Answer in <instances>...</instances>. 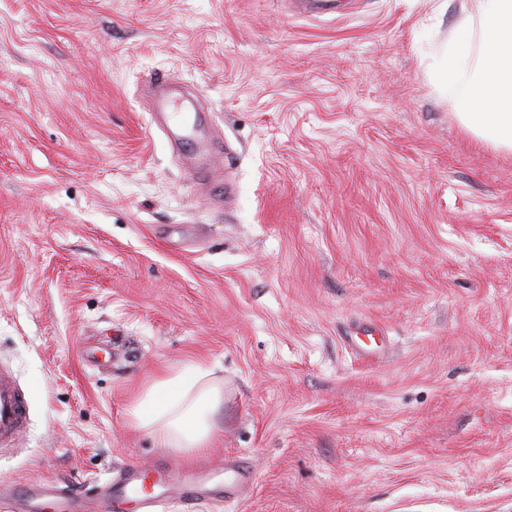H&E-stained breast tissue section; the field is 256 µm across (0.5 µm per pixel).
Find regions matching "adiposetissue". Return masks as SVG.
Segmentation results:
<instances>
[{"instance_id":"adipose-tissue-1","label":"adipose tissue","mask_w":512,"mask_h":512,"mask_svg":"<svg viewBox=\"0 0 512 512\" xmlns=\"http://www.w3.org/2000/svg\"><path fill=\"white\" fill-rule=\"evenodd\" d=\"M448 46L437 51L431 71L443 89L459 91L467 130L512 151V0H476ZM212 369L195 360L159 376L133 403L135 428L154 433L166 448L195 455L220 430L224 393Z\"/></svg>"}]
</instances>
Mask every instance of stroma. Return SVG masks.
Returning a JSON list of instances; mask_svg holds the SVG:
<instances>
[{"mask_svg":"<svg viewBox=\"0 0 512 512\" xmlns=\"http://www.w3.org/2000/svg\"><path fill=\"white\" fill-rule=\"evenodd\" d=\"M474 0H0V367L25 390L0 512L47 480L112 512L160 375L224 389V495L159 512H512V152L429 76ZM199 93L212 208L142 97ZM377 324L379 360L348 337Z\"/></svg>","mask_w":512,"mask_h":512,"instance_id":"35a3bbf8","label":"stroma"}]
</instances>
